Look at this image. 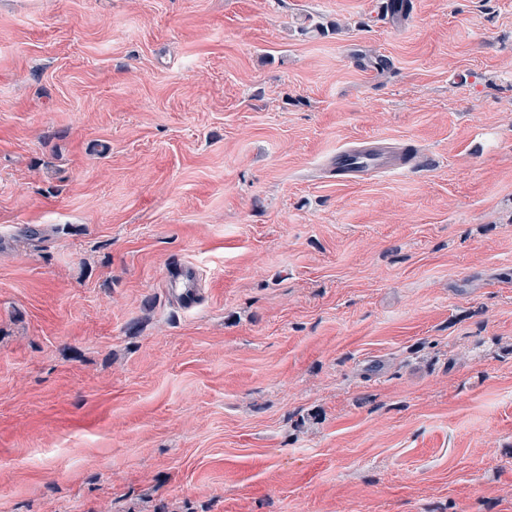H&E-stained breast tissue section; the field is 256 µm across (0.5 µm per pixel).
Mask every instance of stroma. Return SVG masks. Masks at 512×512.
<instances>
[{"label": "stroma", "instance_id": "obj_1", "mask_svg": "<svg viewBox=\"0 0 512 512\" xmlns=\"http://www.w3.org/2000/svg\"><path fill=\"white\" fill-rule=\"evenodd\" d=\"M409 4L0 0V512H512V0ZM333 168L347 178L364 179L377 172L400 169L407 165L406 159L390 150L379 140L371 146H346L336 150Z\"/></svg>", "mask_w": 512, "mask_h": 512}]
</instances>
